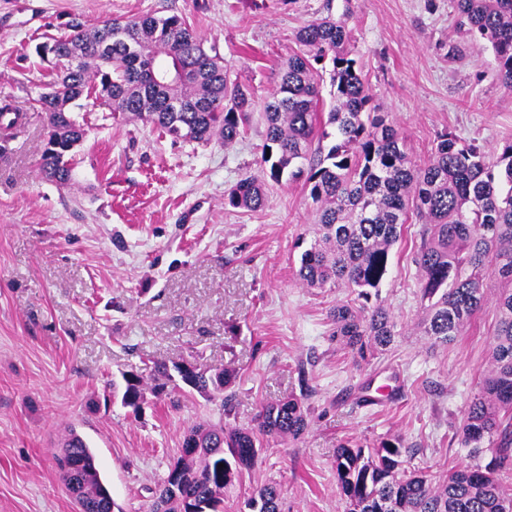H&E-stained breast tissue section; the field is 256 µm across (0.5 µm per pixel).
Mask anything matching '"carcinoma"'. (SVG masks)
Returning <instances> with one entry per match:
<instances>
[{"instance_id":"1","label":"carcinoma","mask_w":512,"mask_h":512,"mask_svg":"<svg viewBox=\"0 0 512 512\" xmlns=\"http://www.w3.org/2000/svg\"><path fill=\"white\" fill-rule=\"evenodd\" d=\"M476 54L492 50L501 83L512 90V0H454ZM71 33L38 47L55 77L36 102L47 114L48 132L39 170L66 185L72 151L86 132L70 115L105 105L150 122L176 139L224 146L243 134L256 107L250 86L231 77L224 58L206 49L183 17L144 14L88 28L78 19ZM300 52L288 58L278 86L265 98L263 176H246L224 194L225 204L255 211L267 202V186L300 183L316 205L315 238L301 252L295 272L306 287L341 283L350 298L329 312L336 340L361 361L387 348L395 323L375 303L392 248L405 224H422L414 262L422 304L421 328L432 345L461 335L489 299L497 324L490 339V367L480 391L462 414L458 444L472 464L435 486L420 471L407 472V448L394 438L376 448L348 442L336 450L334 468L346 512H512V492L498 472L512 467V140L496 161L475 144L439 136L429 160L408 157L403 137L374 95L350 47L344 18L327 15L297 32ZM178 59L187 78L157 84L151 72ZM330 84L329 110L320 108L321 87ZM84 103H79V100ZM232 372L198 371L191 389L222 397ZM122 404L144 397L145 379L123 375ZM308 422L302 402L288 397L262 406L257 426L198 423L183 435L180 455L152 491L150 512H224V493L257 464L269 439L293 440ZM82 462L77 485L64 480L79 512H114L96 457L78 434L64 444L65 461ZM251 512H281L274 484L257 487Z\"/></svg>"}]
</instances>
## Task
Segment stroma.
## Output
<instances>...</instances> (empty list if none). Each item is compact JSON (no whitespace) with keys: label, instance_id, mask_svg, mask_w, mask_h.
Wrapping results in <instances>:
<instances>
[{"label":"stroma","instance_id":"obj_1","mask_svg":"<svg viewBox=\"0 0 512 512\" xmlns=\"http://www.w3.org/2000/svg\"><path fill=\"white\" fill-rule=\"evenodd\" d=\"M147 12L186 18L259 103L298 51L297 31L345 15L414 162L444 132L489 155L512 138V91L492 52L474 53L459 31L452 0H0V103L21 115L0 130V512H76L56 464L71 429L93 449L118 512H147L188 426L251 427L263 404L291 395L307 431L272 443L224 512H243L263 483L279 487L283 512H345L333 460L346 439L374 448L402 437L407 469L437 482L467 464L456 432L488 366L493 306L454 343L432 346L417 327L420 227L408 225L379 296L397 336L354 363L328 318L346 289L308 288L294 275L314 238L307 190L270 184L256 211L224 203L261 172V112L227 147L88 107L76 114L87 136L70 183L40 174L47 119L36 98L49 76L36 46L74 18L98 25ZM176 363L235 370L231 413L182 384L146 391L140 412L122 405L123 373Z\"/></svg>","mask_w":512,"mask_h":512}]
</instances>
